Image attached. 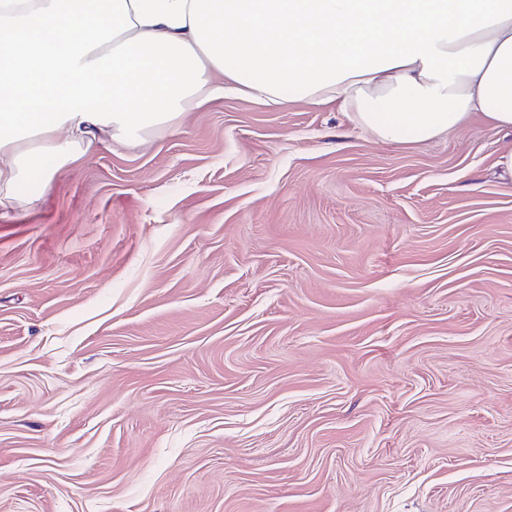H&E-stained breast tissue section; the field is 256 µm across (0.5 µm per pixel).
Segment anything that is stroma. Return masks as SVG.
Here are the masks:
<instances>
[{"label": "stroma", "mask_w": 512, "mask_h": 512, "mask_svg": "<svg viewBox=\"0 0 512 512\" xmlns=\"http://www.w3.org/2000/svg\"><path fill=\"white\" fill-rule=\"evenodd\" d=\"M511 141L228 97L0 209V512H512Z\"/></svg>", "instance_id": "stroma-1"}]
</instances>
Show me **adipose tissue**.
Segmentation results:
<instances>
[{
	"label": "adipose tissue",
	"instance_id": "adipose-tissue-1",
	"mask_svg": "<svg viewBox=\"0 0 512 512\" xmlns=\"http://www.w3.org/2000/svg\"><path fill=\"white\" fill-rule=\"evenodd\" d=\"M0 208L105 138L292 92L390 144L512 133V0H0Z\"/></svg>",
	"mask_w": 512,
	"mask_h": 512
}]
</instances>
